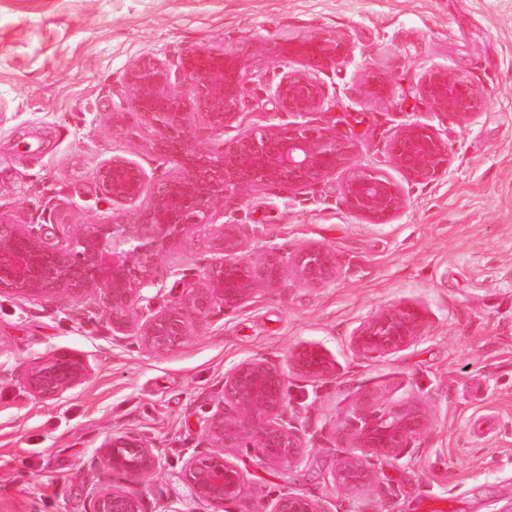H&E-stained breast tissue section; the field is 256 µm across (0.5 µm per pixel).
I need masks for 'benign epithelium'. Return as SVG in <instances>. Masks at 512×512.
<instances>
[{"label": "benign epithelium", "instance_id": "1", "mask_svg": "<svg viewBox=\"0 0 512 512\" xmlns=\"http://www.w3.org/2000/svg\"><path fill=\"white\" fill-rule=\"evenodd\" d=\"M350 49L346 34L314 33L245 41L226 49H192L175 64L154 55L134 59L122 75L130 98L112 110V127L135 117L153 132L155 163L174 164L178 171L154 180L137 161L112 155L98 167L96 183L112 203L132 204L134 210L117 213L110 224H76L64 245L47 238L40 224L0 220V293L42 307L67 297L82 305V315L102 322L112 346L164 355L185 343L196 324L236 312L282 278L284 256L266 251L251 257L245 225L219 222L229 197L282 185L301 194L340 171L342 205L369 224L388 223L406 207L402 186L353 164L356 144L335 126L269 123L224 139L226 130L240 126V107L256 82L249 58L261 54L300 64L282 69L265 94L279 113L304 116L324 105L327 88L321 75L343 62ZM418 91L447 122H467L484 110L483 93L464 71L433 67L421 75ZM390 94L386 81L373 79L372 100L383 102ZM198 123L219 142L218 149L191 145ZM389 153L393 165L418 185L436 181L451 161L448 140L419 122L395 130ZM200 226L211 227L200 272L170 269L181 291L160 303L164 284L155 275L156 265ZM294 266L308 287L336 279L335 253L322 245L301 249ZM425 321L423 310L414 305L383 309L353 330L349 348L358 359L396 354L417 340ZM288 368L315 381L339 375L337 363L320 345L292 350L286 368L255 355L226 370L197 449L183 464L193 502L221 512L244 498V473L226 459V448H248L271 467L302 463L309 429L302 406L288 400ZM89 376L81 354L62 350L31 366L23 384L34 398L49 401L83 385ZM429 427L428 413L415 405L356 417L355 450L337 457L336 486L352 491L376 484L373 459L402 457ZM160 462V449L140 432L106 436L94 460L96 476L86 485L83 512H152L142 486L158 472ZM264 512L333 510L328 500L287 486L273 495Z\"/></svg>", "mask_w": 512, "mask_h": 512}]
</instances>
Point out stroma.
<instances>
[{"mask_svg": "<svg viewBox=\"0 0 512 512\" xmlns=\"http://www.w3.org/2000/svg\"><path fill=\"white\" fill-rule=\"evenodd\" d=\"M337 30L349 56L327 83L316 122L353 139L355 164L402 183L405 209L386 224L347 211L333 186L303 195L258 188L228 199L225 221L247 225L250 250L294 256L311 244L336 254L334 282L310 288L287 268L277 288L237 312L199 324L190 341L154 356L112 347L105 328L72 313L0 294V512H81L88 465L113 432L138 431L162 448L144 490L155 512H192L183 462L234 363L323 346L343 368L312 381L288 375L315 434L299 467H267L229 448L247 497L262 512L282 486L325 497L340 512H507L512 507V0H0V219L17 224L111 220L95 174L115 154L157 168L150 129L129 120L121 76L133 59L177 61L188 48ZM463 69L487 106L466 123L431 112L423 72ZM386 78L387 102L366 95ZM420 121L447 138L448 170L429 185L406 182L388 141ZM426 314L409 348L358 361L348 338L382 309ZM81 354L88 381L52 401L34 399L19 372L56 351ZM425 406L430 432L401 458L376 459V485L341 492L332 472L351 451L358 409Z\"/></svg>", "mask_w": 512, "mask_h": 512, "instance_id": "stroma-1", "label": "stroma"}]
</instances>
